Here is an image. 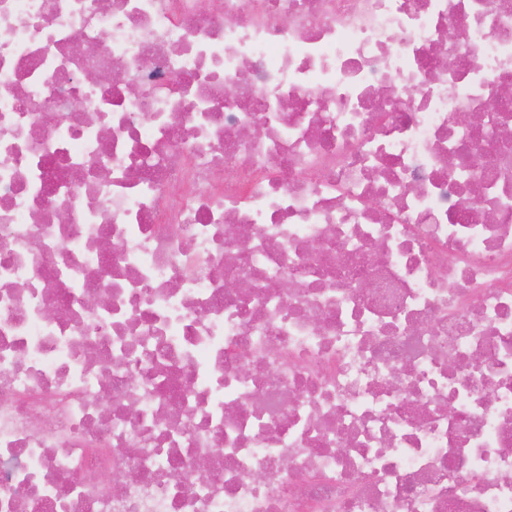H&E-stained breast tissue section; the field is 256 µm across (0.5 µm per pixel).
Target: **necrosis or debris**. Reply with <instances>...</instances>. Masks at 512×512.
Here are the masks:
<instances>
[{
  "label": "necrosis or debris",
  "mask_w": 512,
  "mask_h": 512,
  "mask_svg": "<svg viewBox=\"0 0 512 512\" xmlns=\"http://www.w3.org/2000/svg\"><path fill=\"white\" fill-rule=\"evenodd\" d=\"M504 86L512 0H0V512H512Z\"/></svg>",
  "instance_id": "1"
}]
</instances>
